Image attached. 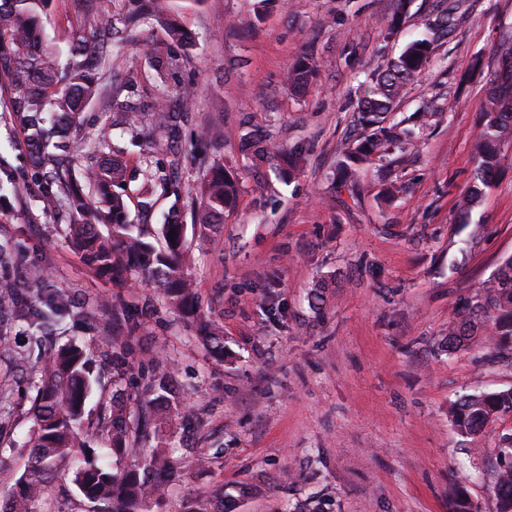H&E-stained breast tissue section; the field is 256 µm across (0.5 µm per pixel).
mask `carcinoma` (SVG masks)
I'll use <instances>...</instances> for the list:
<instances>
[{"mask_svg": "<svg viewBox=\"0 0 512 512\" xmlns=\"http://www.w3.org/2000/svg\"><path fill=\"white\" fill-rule=\"evenodd\" d=\"M53 0H0V75L10 79L7 89L8 116L22 135L32 179L41 182L39 202L46 212L66 208L74 217L69 237L84 262L96 272L120 279L139 269L166 285L172 307L184 311L192 306L195 291L186 276L190 248L185 236L184 202L179 192L160 227L163 245L146 239L139 224L129 220L126 163L106 151V136L95 140L82 133V114L105 95L103 71L112 53L121 46L113 17L106 12L90 14L91 31L73 32L67 44L57 45L40 36ZM413 0H392L390 33H395L411 16ZM165 36L150 52L152 67L162 84L180 66L175 48L190 45L176 21L158 17ZM432 41L410 42L386 68L372 75L360 97V121L369 133L349 145L338 162L335 187L359 192L356 167L381 161L395 152L405 153L414 128L429 122L420 112L411 118L413 126L384 125L386 114L394 111L406 85L425 68ZM498 56L505 67L495 72L486 95L481 126L473 151L476 166L462 200L467 215L490 187L501 165V147L512 139V41L502 43ZM318 71V61L305 54L288 68L284 84L293 91L305 89ZM155 130L171 137L174 114L167 96H161L151 112ZM304 163L303 149L294 146L284 157L283 178L298 175ZM239 195L237 178L214 160L204 170L200 192L191 198L195 223L216 227L224 214L233 210ZM69 296L58 291L42 305L27 302L8 283L0 284V313L46 326L69 312ZM465 315L448 323L444 346L455 353L482 331L491 330L496 354L512 357V256L502 259L497 271L479 292L466 298ZM206 320L201 330L214 353L224 354V337ZM41 382L34 400V428L27 445L34 448L29 462L14 485L3 496L0 512H38L49 498L50 487L61 467L73 474L79 502L92 505L93 512H150L165 496L157 474L180 468L202 467L204 453L194 451L179 461L163 446L160 432L164 417L154 407L171 412L177 404L169 397L166 375L147 384L143 404L149 411L133 415L127 401L112 395L101 429L108 447L97 453L84 445L83 416L86 400L99 386L86 349L75 343L60 345L44 355ZM512 413V387L465 396L448 407V417L463 437L477 441L487 425ZM132 456L130 464L113 470L103 459L107 455ZM478 477L495 501L496 512H512V434L504 433L491 455L482 457ZM477 507L461 489L448 498V512H475Z\"/></svg>", "mask_w": 512, "mask_h": 512, "instance_id": "cac0c4a2", "label": "carcinoma"}]
</instances>
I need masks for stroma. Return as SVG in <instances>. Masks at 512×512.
<instances>
[{
    "instance_id": "35a3bbf8",
    "label": "stroma",
    "mask_w": 512,
    "mask_h": 512,
    "mask_svg": "<svg viewBox=\"0 0 512 512\" xmlns=\"http://www.w3.org/2000/svg\"><path fill=\"white\" fill-rule=\"evenodd\" d=\"M161 7L196 39L175 81L164 88L156 79L147 53L164 32L145 19L126 27L107 93L145 115L168 93L182 112L180 136L196 144L178 171L180 196H194L202 161L215 159L240 178L237 207L220 227L188 228L198 302L173 311L156 279H109L72 250L68 211L39 207V185L24 181L20 132L0 111V242L12 246L0 281L32 301L57 290L74 299L70 316L45 329L0 317V388L9 394L0 408V489L28 462L39 357L72 341L90 350L103 387L85 406L89 446L103 445L93 431L116 372L138 395L166 370L187 412L163 427L172 457L202 448L212 458L209 468L170 476L153 512H212L219 500L224 512H448L454 485L481 512H495L448 406L512 387V359L495 356L482 335L452 354L442 343L462 300L512 255V141L469 218L459 209L494 49L512 41V0H463L388 117L393 124L425 111L430 124L406 154L362 165L354 197L337 192L333 177L343 149L365 132L358 98L374 70L430 35L441 0H414L394 34L391 0ZM305 54L320 71L297 95L283 78ZM182 86L195 90L185 107ZM258 113L269 146L306 149L294 179L279 177L278 158L249 159L244 140ZM82 118L126 161L131 217L156 233L175 197L144 179L149 120L128 130L101 102ZM207 319L223 331V355L201 338Z\"/></svg>"
}]
</instances>
